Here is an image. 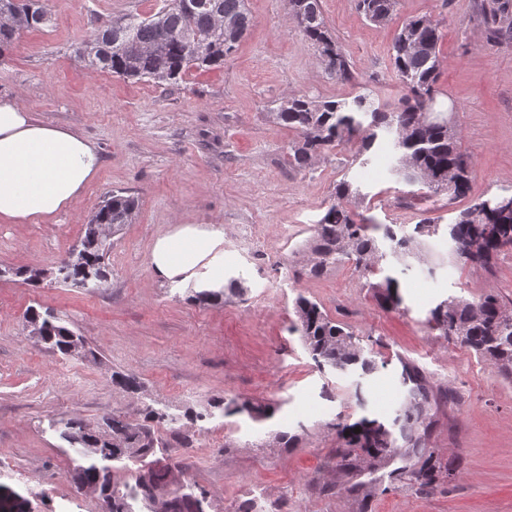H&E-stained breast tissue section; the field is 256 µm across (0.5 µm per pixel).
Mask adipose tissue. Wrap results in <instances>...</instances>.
Listing matches in <instances>:
<instances>
[{
	"instance_id": "adipose-tissue-1",
	"label": "adipose tissue",
	"mask_w": 512,
	"mask_h": 512,
	"mask_svg": "<svg viewBox=\"0 0 512 512\" xmlns=\"http://www.w3.org/2000/svg\"><path fill=\"white\" fill-rule=\"evenodd\" d=\"M101 163L81 131L40 122L30 107L0 95V223L48 224L74 207ZM157 281L197 291L224 287V231L214 224H173L152 243Z\"/></svg>"
}]
</instances>
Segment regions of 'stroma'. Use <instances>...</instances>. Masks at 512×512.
<instances>
[{
    "label": "stroma",
    "instance_id": "35a3bbf8",
    "mask_svg": "<svg viewBox=\"0 0 512 512\" xmlns=\"http://www.w3.org/2000/svg\"><path fill=\"white\" fill-rule=\"evenodd\" d=\"M161 3L50 0V22L22 34L0 60V95L18 96L46 124L78 128L101 157L80 202L53 223H0V268L53 269L109 193L123 190L139 202L132 223L110 238L112 274L103 287L34 288L12 273L0 277V484L25 497L30 512H101L99 495L73 479L84 459L60 438L58 420L134 419L147 406L178 416L221 396L278 410L262 421L215 412L193 429L189 448L161 429L181 463L169 489L203 488L204 512H236L243 500L256 512H512V381L425 324L449 296L474 300L493 288L512 298V252L487 276L449 259L447 236L428 239L427 263L387 262L404 298L397 310L382 308L351 265L317 278L299 273L340 180L360 186L355 211L369 224H448L470 201L512 191V32L492 35L482 0H399L380 24L354 0H320L354 72L343 82L319 65L290 20L288 0H245L251 25L223 65L190 69L177 83L131 80L80 62L77 49L99 19L149 15ZM422 16L441 22L438 102L455 114L459 145L474 160L467 197H425L396 181L386 144L363 155L350 144L292 169L294 134L271 109L291 93L339 100L360 92L399 109L404 91L390 49L403 21ZM171 224L223 225L224 278L238 291L194 302L155 280L150 246ZM300 295L372 350L373 372L318 370L292 330ZM32 308L59 317L92 357L62 356L30 336ZM407 363L456 395L437 405L429 446L441 458H460L461 470L428 492L336 469L337 420L391 424ZM116 372L135 375L140 390L114 385ZM280 431L292 435L290 444L276 442Z\"/></svg>",
    "mask_w": 512,
    "mask_h": 512
}]
</instances>
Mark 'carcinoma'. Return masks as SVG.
<instances>
[{
    "mask_svg": "<svg viewBox=\"0 0 512 512\" xmlns=\"http://www.w3.org/2000/svg\"><path fill=\"white\" fill-rule=\"evenodd\" d=\"M183 0H167L155 14L143 18L129 13L119 19L101 22V36L85 42L79 57L85 66L110 71L129 78H147L162 84L180 79L188 70L224 64L248 30L251 18L244 0H201L202 7L187 10ZM357 9L374 23H382L395 11L397 0H355ZM290 14L299 17L297 27L314 45L320 65L326 72L342 80L353 77L351 65L331 36L320 9L319 0H288ZM0 58L21 33L49 21L48 0H0ZM241 20L237 29H224L220 20ZM421 49L410 52L411 39ZM440 21L415 17L403 24L391 52V62L403 89L405 106L390 111L376 103L371 94H357L350 100H317L307 94H292L271 112L274 119L294 132L288 152L289 165L305 170L320 157L339 147L356 142L359 152L375 147L379 136L394 135L399 153L394 169L408 168L417 183L429 194H437L441 186L453 183L448 200L466 196L473 161L458 146L459 129L436 113L431 121L419 123L416 111L421 101L440 94L438 86L441 60ZM358 190L342 179L336 184V202L314 225L312 242L306 259L308 274L322 275L331 267L346 262L366 279L378 303L386 309H398L403 303L398 281L384 273L382 262L392 256L398 262L408 258L423 259L425 238L438 235L441 225L422 219L410 230L404 224H366L355 219L352 206ZM137 198L122 191L110 194L96 212L95 224L86 225L80 242L81 254L71 263L60 264L56 271L19 270L15 275L25 283L39 286L51 277L55 282L75 288L102 285L110 270L105 263L107 248L97 243L98 225L128 224L137 209ZM382 230L390 242V252L382 251L373 232ZM448 240L466 242V252H449L475 269L492 274L499 256L512 251V209L501 205L500 196L481 198L461 210L455 221L446 225ZM299 333L316 366L339 372L361 369L371 373L374 360L366 356L360 340L339 321L331 319L320 306L299 296L294 302ZM28 319L37 323L42 339L63 355L72 354V332L58 324L57 317L29 312ZM430 328L448 340H454L490 365L501 377L512 380V299L505 300L491 290L475 300L450 296L433 307L427 320ZM403 403L390 427L382 428L374 420L361 419L352 424L336 422V468L355 473L374 471L383 463L400 460L402 465L391 470L388 478L404 486L426 492L437 483L439 475H455L459 462L440 461L428 448L433 425L434 395L420 370L403 364L401 374ZM210 407L227 414L246 413L253 420L269 419L272 405L255 406L248 402L224 405V398L212 399ZM175 419L147 407L134 422L121 415L105 420L110 434L102 435L80 419L61 422V438L72 447L82 449L86 464L76 469L79 483L98 485L100 493L112 495L110 512H136L135 505L147 512H202L192 510L201 499L190 491L166 492L168 476L179 463L150 467L139 472L135 484L119 489L112 479V463L124 460L145 461L164 448L156 435L161 424ZM360 432H354V429Z\"/></svg>",
    "mask_w": 512,
    "mask_h": 512,
    "instance_id": "obj_1",
    "label": "carcinoma"
}]
</instances>
